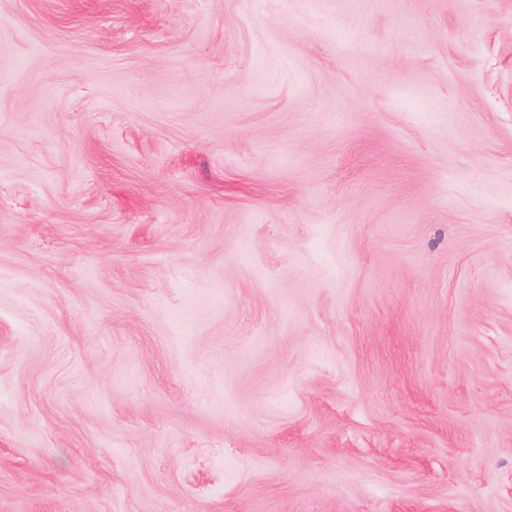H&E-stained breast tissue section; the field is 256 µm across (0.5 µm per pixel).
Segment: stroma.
<instances>
[{
    "label": "stroma",
    "mask_w": 512,
    "mask_h": 512,
    "mask_svg": "<svg viewBox=\"0 0 512 512\" xmlns=\"http://www.w3.org/2000/svg\"><path fill=\"white\" fill-rule=\"evenodd\" d=\"M0 512H512V0H0Z\"/></svg>",
    "instance_id": "stroma-1"
}]
</instances>
